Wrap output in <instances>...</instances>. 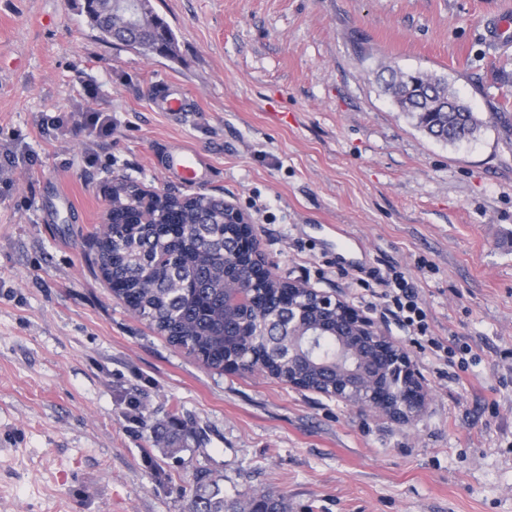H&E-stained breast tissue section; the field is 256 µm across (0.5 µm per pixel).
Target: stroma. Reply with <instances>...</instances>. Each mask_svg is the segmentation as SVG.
<instances>
[{
    "mask_svg": "<svg viewBox=\"0 0 512 512\" xmlns=\"http://www.w3.org/2000/svg\"><path fill=\"white\" fill-rule=\"evenodd\" d=\"M83 0H0V512H187L198 472L288 512H512V36L505 0H151L173 54L98 39ZM389 65L448 79L484 125L449 145L384 93ZM192 109L154 111L157 82ZM112 116L95 138L85 119ZM63 128L42 132L43 115ZM201 193L256 228L279 279L336 295L410 354L402 424L219 372L126 310L92 263L113 179ZM35 165H27L26 155ZM73 210L53 206V187ZM361 247L341 257L331 228ZM411 279L421 347L366 286ZM188 436L176 451L171 425ZM164 168L180 177L181 182L188 186L198 185L202 181L205 167L197 152L184 147L177 153L167 156Z\"/></svg>",
    "mask_w": 512,
    "mask_h": 512,
    "instance_id": "stroma-1",
    "label": "stroma"
}]
</instances>
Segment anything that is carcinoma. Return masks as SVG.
<instances>
[{
  "label": "carcinoma",
  "instance_id": "cac0c4a2",
  "mask_svg": "<svg viewBox=\"0 0 512 512\" xmlns=\"http://www.w3.org/2000/svg\"><path fill=\"white\" fill-rule=\"evenodd\" d=\"M87 18L104 42L118 40L149 54L173 52L174 35L157 16L153 27L135 29L124 13L112 8V0H98ZM382 82L401 111L439 141L468 140L482 125L443 78L423 72L410 80L408 73L391 69ZM111 195L104 227L94 239L93 261L128 310L171 344L214 369H224V362L231 360L250 371L260 361L270 376L288 382V370L267 352L263 339L248 342L224 335L228 326L239 329L244 323L264 321L274 312L288 314L289 288L281 280L252 287L256 270L250 255L257 241L240 224L209 223L221 199L204 193L167 192L151 215L153 222L142 224V212L132 207L137 185L117 181ZM227 280L248 298L246 305H224ZM335 355V337L317 340L314 363L307 365L302 377L306 387L331 393L320 364ZM188 512H288V504L269 492L246 500L226 498L217 481L202 471Z\"/></svg>",
  "mask_w": 512,
  "mask_h": 512
}]
</instances>
